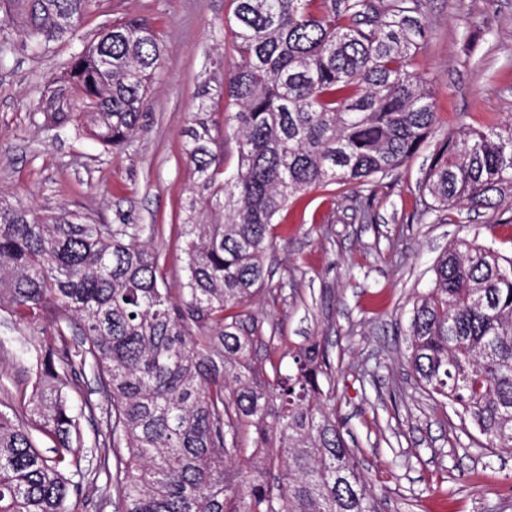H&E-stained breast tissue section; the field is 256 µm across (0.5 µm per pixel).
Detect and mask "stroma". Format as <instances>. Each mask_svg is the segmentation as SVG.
<instances>
[{
    "mask_svg": "<svg viewBox=\"0 0 512 512\" xmlns=\"http://www.w3.org/2000/svg\"><path fill=\"white\" fill-rule=\"evenodd\" d=\"M123 16L153 19L166 45L139 130L120 151L66 131L45 130L35 104L47 80L104 26ZM230 0H93L78 28L38 54L13 36L0 67V191L96 224H136L165 262L167 282L185 278L180 207L190 184L182 131L196 93L236 62L224 24ZM417 59L446 129L512 119V0H427ZM425 146L379 177L370 216L335 186L291 201L275 228L269 288L251 310L273 320L271 351L319 342L332 366L333 406L344 436L387 512H512V454L480 447L473 425L434 403L405 363L412 305L433 285V266L460 238L512 253V191L499 208L434 210L420 183ZM31 333L0 318V384L31 391L22 359Z\"/></svg>",
    "mask_w": 512,
    "mask_h": 512,
    "instance_id": "stroma-1",
    "label": "stroma"
}]
</instances>
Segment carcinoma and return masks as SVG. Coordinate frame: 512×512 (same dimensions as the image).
<instances>
[{
  "label": "carcinoma",
  "mask_w": 512,
  "mask_h": 512,
  "mask_svg": "<svg viewBox=\"0 0 512 512\" xmlns=\"http://www.w3.org/2000/svg\"><path fill=\"white\" fill-rule=\"evenodd\" d=\"M91 0H0V45L20 27L38 49L75 31ZM239 57L204 84L184 128L193 181L183 205L185 280L166 285L142 228L45 214L0 191V313L37 329L19 407L0 401V512H72L88 469L80 407L86 369L108 401L97 462L117 512H384L331 405L317 342L281 372L274 324L250 311L268 286L276 219L336 184L363 203L441 125L416 67L422 0H231ZM165 48L152 22L98 34L37 100L48 131L121 148L136 133ZM234 112L219 121L212 104ZM237 144L232 171L224 140ZM437 209H494L512 190V121L445 134L421 182ZM414 306L408 367L431 398L512 452V256L462 239ZM79 326L81 340L67 333ZM54 443L39 449L34 433ZM254 435V448L243 445Z\"/></svg>",
  "instance_id": "carcinoma-1"
}]
</instances>
